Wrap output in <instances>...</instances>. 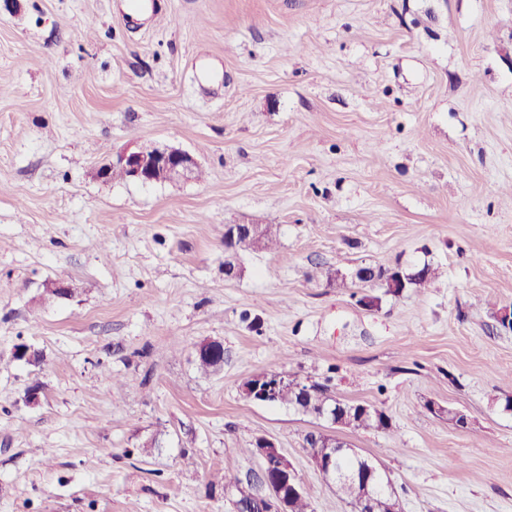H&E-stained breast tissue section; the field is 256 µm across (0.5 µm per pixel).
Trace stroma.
<instances>
[{
    "label": "stroma",
    "instance_id": "35a3bbf8",
    "mask_svg": "<svg viewBox=\"0 0 512 512\" xmlns=\"http://www.w3.org/2000/svg\"><path fill=\"white\" fill-rule=\"evenodd\" d=\"M152 146L203 179L98 178ZM228 224L278 227L236 279ZM509 309L512 0H0V512H235L260 436L350 512L304 447L326 421L242 396L262 372L386 413L337 435L401 512H512Z\"/></svg>",
    "mask_w": 512,
    "mask_h": 512
}]
</instances>
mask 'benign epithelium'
<instances>
[{"instance_id": "7a95c632", "label": "benign epithelium", "mask_w": 512, "mask_h": 512, "mask_svg": "<svg viewBox=\"0 0 512 512\" xmlns=\"http://www.w3.org/2000/svg\"><path fill=\"white\" fill-rule=\"evenodd\" d=\"M198 166L197 160L188 152L178 148L163 146L138 148L120 154L115 161L98 170L101 178H109L112 168L123 169L129 179L144 184L159 183L177 177L192 176ZM226 240L230 243L256 239L258 225L229 224L225 228ZM208 359L215 367H224V344L219 341H205L196 349V360ZM288 380L282 373H260L241 385L242 394L249 400L269 404L277 398L279 386ZM317 416L332 425L346 422L347 412L340 404L328 403L320 408ZM255 455L261 461L260 479L267 490L263 497L262 512H289L288 500L303 494L301 478L294 464L270 439L259 437L254 443ZM305 447L309 449L311 465L335 479H351L362 486L361 495L351 504L352 512H372L374 487L378 479L377 469L366 462L349 471L336 468V437L323 432L308 434Z\"/></svg>"}]
</instances>
